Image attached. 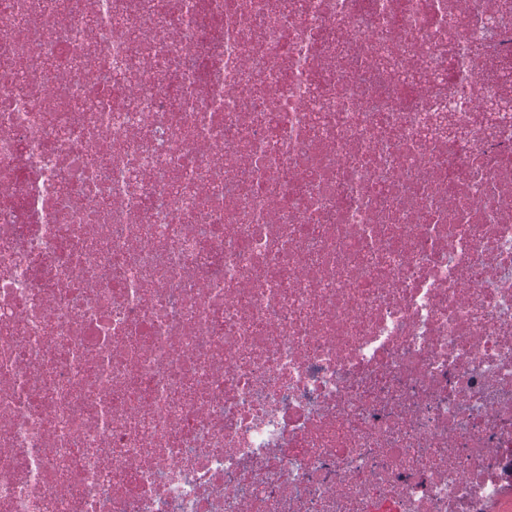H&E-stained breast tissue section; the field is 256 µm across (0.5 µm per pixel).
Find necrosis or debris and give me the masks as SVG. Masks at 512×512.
I'll return each mask as SVG.
<instances>
[{
	"label": "necrosis or debris",
	"mask_w": 512,
	"mask_h": 512,
	"mask_svg": "<svg viewBox=\"0 0 512 512\" xmlns=\"http://www.w3.org/2000/svg\"><path fill=\"white\" fill-rule=\"evenodd\" d=\"M0 512H512V0H0Z\"/></svg>",
	"instance_id": "4bbe7bcc"
}]
</instances>
